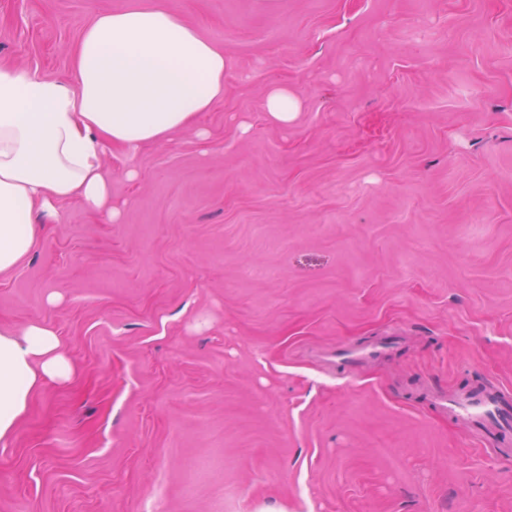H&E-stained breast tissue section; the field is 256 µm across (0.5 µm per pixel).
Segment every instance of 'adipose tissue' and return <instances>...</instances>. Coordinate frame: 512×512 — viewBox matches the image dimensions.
Wrapping results in <instances>:
<instances>
[{"instance_id":"1","label":"adipose tissue","mask_w":512,"mask_h":512,"mask_svg":"<svg viewBox=\"0 0 512 512\" xmlns=\"http://www.w3.org/2000/svg\"><path fill=\"white\" fill-rule=\"evenodd\" d=\"M225 68L214 42L153 6L95 14L71 50L72 79L0 65V273L29 255L61 204L105 210V153L196 127L224 99ZM74 373L51 326L0 329V444L47 381Z\"/></svg>"}]
</instances>
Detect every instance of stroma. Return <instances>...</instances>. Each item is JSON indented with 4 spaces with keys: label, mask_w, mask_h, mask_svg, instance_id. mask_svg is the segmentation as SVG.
I'll list each match as a JSON object with an SVG mask.
<instances>
[{
    "label": "stroma",
    "mask_w": 512,
    "mask_h": 512,
    "mask_svg": "<svg viewBox=\"0 0 512 512\" xmlns=\"http://www.w3.org/2000/svg\"><path fill=\"white\" fill-rule=\"evenodd\" d=\"M145 1L223 49L224 100L0 274V327L76 367L0 446V512H512V460L420 397L512 389V0H0V62L71 77ZM301 108V97L294 88L288 85H273L266 97L268 116L280 125H288L297 116Z\"/></svg>",
    "instance_id": "stroma-1"
}]
</instances>
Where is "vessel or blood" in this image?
Segmentation results:
<instances>
[{
    "label": "vessel or blood",
    "mask_w": 512,
    "mask_h": 512,
    "mask_svg": "<svg viewBox=\"0 0 512 512\" xmlns=\"http://www.w3.org/2000/svg\"><path fill=\"white\" fill-rule=\"evenodd\" d=\"M440 414L469 425L478 441L494 448L512 447V394L498 388H465L454 394H427Z\"/></svg>",
    "instance_id": "vessel-or-blood-1"
}]
</instances>
